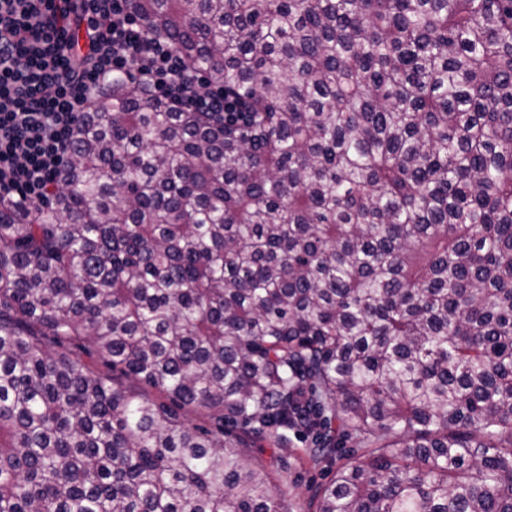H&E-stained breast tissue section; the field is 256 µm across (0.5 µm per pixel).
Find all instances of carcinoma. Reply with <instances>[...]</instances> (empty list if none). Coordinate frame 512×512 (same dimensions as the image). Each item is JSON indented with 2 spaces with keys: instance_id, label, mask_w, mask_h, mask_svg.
I'll list each match as a JSON object with an SVG mask.
<instances>
[{
  "instance_id": "cac0c4a2",
  "label": "carcinoma",
  "mask_w": 512,
  "mask_h": 512,
  "mask_svg": "<svg viewBox=\"0 0 512 512\" xmlns=\"http://www.w3.org/2000/svg\"><path fill=\"white\" fill-rule=\"evenodd\" d=\"M129 6L246 112L117 76L0 201V512H293L290 431L309 512H512V0ZM287 483L280 484L281 497L297 512H307L309 489L316 484L327 482L333 475V468L328 463L320 465L302 463L292 466V474Z\"/></svg>"
}]
</instances>
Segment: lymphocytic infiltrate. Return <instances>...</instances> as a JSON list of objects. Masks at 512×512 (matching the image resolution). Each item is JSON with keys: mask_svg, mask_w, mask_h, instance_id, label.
Instances as JSON below:
<instances>
[{"mask_svg": "<svg viewBox=\"0 0 512 512\" xmlns=\"http://www.w3.org/2000/svg\"><path fill=\"white\" fill-rule=\"evenodd\" d=\"M135 72L159 98L223 115L232 102L130 11L127 0H0V200L47 201L72 131L108 78Z\"/></svg>", "mask_w": 512, "mask_h": 512, "instance_id": "obj_1", "label": "lymphocytic infiltrate"}]
</instances>
